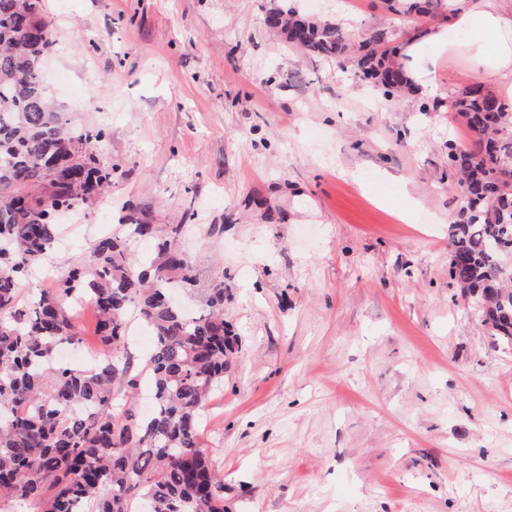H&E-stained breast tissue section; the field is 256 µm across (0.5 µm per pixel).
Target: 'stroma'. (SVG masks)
<instances>
[{"instance_id":"35a3bbf8","label":"stroma","mask_w":512,"mask_h":512,"mask_svg":"<svg viewBox=\"0 0 512 512\" xmlns=\"http://www.w3.org/2000/svg\"><path fill=\"white\" fill-rule=\"evenodd\" d=\"M393 43L444 16L381 0H292ZM274 0H40L44 83L107 131L115 166L50 263L88 258L125 203L179 242L201 288L223 279L238 336L199 435L225 512H512V347L449 274L456 218L438 111L473 84L443 62L431 95L385 98L355 55L316 57L266 25Z\"/></svg>"}]
</instances>
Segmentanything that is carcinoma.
<instances>
[{
  "mask_svg": "<svg viewBox=\"0 0 512 512\" xmlns=\"http://www.w3.org/2000/svg\"><path fill=\"white\" fill-rule=\"evenodd\" d=\"M442 0H383L398 17L424 16ZM275 29L307 53L341 59L352 39L336 22L274 9ZM387 32L358 43L359 76L390 96L408 89ZM54 47L38 0H0V498L40 512H224V481L198 425L205 402L224 382L233 337L224 323V280L192 313L169 300L190 291L193 261L176 249L182 224H148L123 206L122 234L93 241L36 299L22 280L57 238V211L89 204L112 182L93 140L102 128L71 122L49 100L43 58ZM448 111L473 134L469 149L448 144L460 174L456 220L448 228L449 274L474 302L482 323L512 345V104L479 84L449 96ZM155 243L146 258L130 242ZM94 304L99 347L87 368L59 365L54 349L83 340L73 303ZM153 331L155 346L139 373L127 351L128 311ZM155 411L133 406L141 378Z\"/></svg>",
  "mask_w": 512,
  "mask_h": 512,
  "instance_id": "carcinoma-1",
  "label": "carcinoma"
}]
</instances>
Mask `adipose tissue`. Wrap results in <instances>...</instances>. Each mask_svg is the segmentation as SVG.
<instances>
[{
  "mask_svg": "<svg viewBox=\"0 0 512 512\" xmlns=\"http://www.w3.org/2000/svg\"><path fill=\"white\" fill-rule=\"evenodd\" d=\"M434 61L463 58L472 77L512 95V0H451L447 24L414 32L398 49L408 83L431 90L435 72L423 63L425 46Z\"/></svg>",
  "mask_w": 512,
  "mask_h": 512,
  "instance_id": "obj_1",
  "label": "adipose tissue"
}]
</instances>
